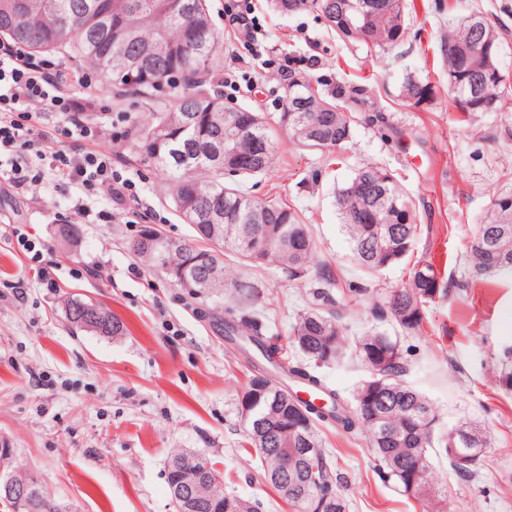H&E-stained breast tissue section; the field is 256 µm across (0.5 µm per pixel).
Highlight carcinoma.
<instances>
[{
  "label": "carcinoma",
  "mask_w": 512,
  "mask_h": 512,
  "mask_svg": "<svg viewBox=\"0 0 512 512\" xmlns=\"http://www.w3.org/2000/svg\"><path fill=\"white\" fill-rule=\"evenodd\" d=\"M283 15L316 11L327 28L343 41L386 49L405 32L403 0H272ZM0 40H11L30 54L69 48L85 63L112 78V86L139 95L168 86L180 91L171 105L148 104V117L132 143L143 163L163 175L160 191L185 224L193 226L200 248L168 237L154 238L145 226L130 241V250L163 272L192 297L207 300L234 288L242 300L257 294L258 285L226 278L225 256L241 266L278 263L291 279L314 275L318 287L310 306L300 314L290 336L301 354L288 357L277 338L267 335L265 316L237 305L224 307V338L235 344L254 371L250 384L265 382L262 401L241 411L248 443L262 459L263 476L294 512H348L342 476L316 433V425L332 424L367 440L379 462L382 478L402 495L425 504L426 512H445L435 498V476L429 450L448 459L454 473L472 481L490 441L466 422L444 437L435 436L438 414L431 400L408 384V360L399 340L383 333L349 335L341 311L369 293L373 310L387 317L404 336L425 331L426 304L449 289L437 278L433 262L420 259L404 285L379 292L364 284L335 288L319 264L317 247L293 208L271 199H257L245 184L266 174L273 163L275 140L287 133L309 151L332 154L352 134L351 108L363 90L341 84L321 92L294 69L288 73L283 112L269 121L251 108L232 106L224 94L206 86L224 71V46L218 37L209 0H0ZM503 43L487 14L474 11L444 40L448 63V95L465 117L497 112L512 88V74L483 79L478 68L462 65L471 44ZM402 97L415 106L432 103L436 87L413 73L404 77ZM502 192L481 218L469 248V276L455 288L465 291L475 280L512 278V203ZM336 209L349 238L355 264L366 279L376 277L414 254L415 208L393 174L365 164L335 192ZM68 322L106 336L124 334V323L93 301L69 299ZM355 356L369 377L346 398L329 387L320 370ZM498 382L512 390V347L503 349ZM289 380L273 384L272 373ZM315 392L323 400L305 401L293 387ZM297 402L307 420L284 432L279 443L263 445L262 436L282 424L285 400ZM288 449V473L277 480L282 449ZM312 449L314 461L304 452ZM224 501V512H259L255 502L206 488Z\"/></svg>",
  "instance_id": "obj_1"
}]
</instances>
